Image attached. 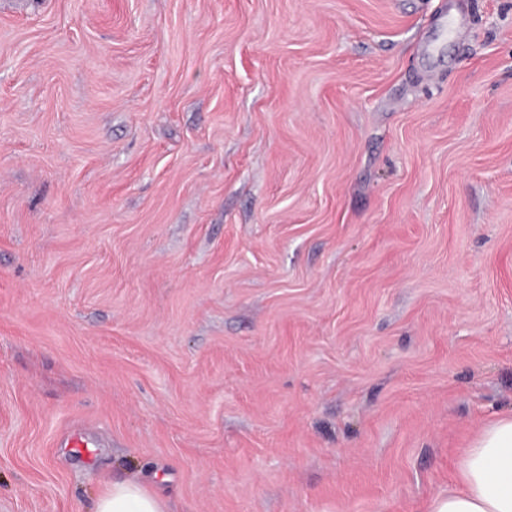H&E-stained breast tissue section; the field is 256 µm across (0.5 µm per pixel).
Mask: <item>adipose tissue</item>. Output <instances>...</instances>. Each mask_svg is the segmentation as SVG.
Segmentation results:
<instances>
[{
  "label": "adipose tissue",
  "instance_id": "obj_1",
  "mask_svg": "<svg viewBox=\"0 0 512 512\" xmlns=\"http://www.w3.org/2000/svg\"><path fill=\"white\" fill-rule=\"evenodd\" d=\"M95 512H167L164 500L134 479L105 483ZM428 512H512V414L490 420L465 448L458 485Z\"/></svg>",
  "mask_w": 512,
  "mask_h": 512
}]
</instances>
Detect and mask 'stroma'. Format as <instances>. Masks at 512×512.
<instances>
[{
  "label": "stroma",
  "mask_w": 512,
  "mask_h": 512,
  "mask_svg": "<svg viewBox=\"0 0 512 512\" xmlns=\"http://www.w3.org/2000/svg\"><path fill=\"white\" fill-rule=\"evenodd\" d=\"M511 412L512 0L0 6V512H427ZM94 512H167L164 500L138 480L104 483Z\"/></svg>",
  "instance_id": "obj_1"
}]
</instances>
